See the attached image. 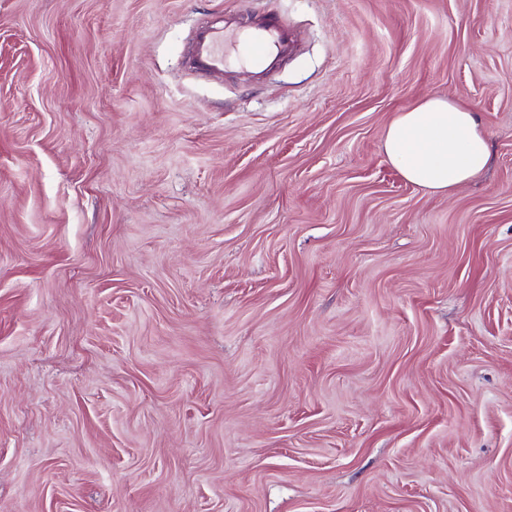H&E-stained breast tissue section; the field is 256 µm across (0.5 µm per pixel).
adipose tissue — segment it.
<instances>
[{
    "label": "adipose tissue",
    "instance_id": "1",
    "mask_svg": "<svg viewBox=\"0 0 512 512\" xmlns=\"http://www.w3.org/2000/svg\"><path fill=\"white\" fill-rule=\"evenodd\" d=\"M384 150L407 182L445 194L475 179L490 161L487 135L471 107L441 97L397 113Z\"/></svg>",
    "mask_w": 512,
    "mask_h": 512
}]
</instances>
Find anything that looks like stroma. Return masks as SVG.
<instances>
[{
	"label": "stroma",
	"mask_w": 512,
	"mask_h": 512,
	"mask_svg": "<svg viewBox=\"0 0 512 512\" xmlns=\"http://www.w3.org/2000/svg\"><path fill=\"white\" fill-rule=\"evenodd\" d=\"M0 512H512V0H0ZM290 37L279 18L265 16L253 22L242 42L243 53L256 71L265 69L276 57L288 53ZM224 27H208L197 37L193 45L194 63L201 69L211 73L224 71L226 58L224 56ZM384 150L407 182L445 194L475 179L490 161L488 138L475 112L441 97L397 113Z\"/></svg>",
	"instance_id": "1"
}]
</instances>
